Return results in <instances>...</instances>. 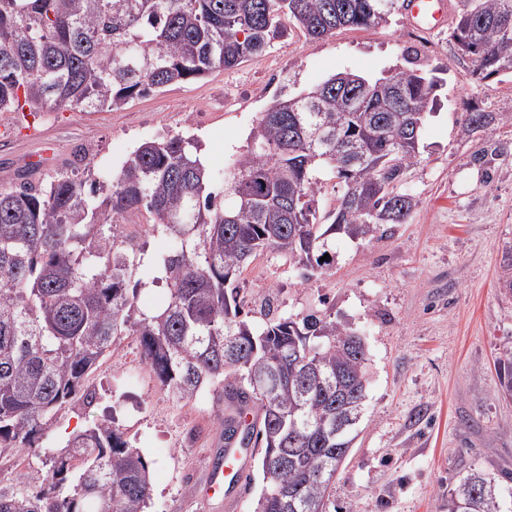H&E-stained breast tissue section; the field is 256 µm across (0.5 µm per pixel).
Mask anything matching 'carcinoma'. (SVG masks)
Wrapping results in <instances>:
<instances>
[{
    "label": "carcinoma",
    "instance_id": "1",
    "mask_svg": "<svg viewBox=\"0 0 512 512\" xmlns=\"http://www.w3.org/2000/svg\"><path fill=\"white\" fill-rule=\"evenodd\" d=\"M403 0H0V113L118 109L165 86L230 69L262 52L288 20L309 39L388 22ZM452 37L474 75L512 69V0H457ZM438 81L420 70L370 79L337 73L277 100L222 191L195 140L141 143L104 187L59 174L0 189V456L36 453L30 480L0 491V512H144L149 463L110 421L39 446L58 415L96 392L86 381L112 345L138 339L176 402L208 389L261 415L242 430L259 449L255 512H329L336 460L355 439L336 434L367 395V352L331 316L240 318L233 292L257 254L276 249L306 280L328 269L327 236L363 239L405 224L417 202L401 189L420 157L419 135ZM499 121L475 107L470 133ZM341 193L320 215L316 170ZM143 210L174 248L148 267L166 285L160 310L139 305L125 241L112 221ZM512 296V245L503 251ZM451 512H502L498 481L476 470L448 489Z\"/></svg>",
    "mask_w": 512,
    "mask_h": 512
}]
</instances>
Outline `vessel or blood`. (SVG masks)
Masks as SVG:
<instances>
[{
    "instance_id": "1",
    "label": "vessel or blood",
    "mask_w": 512,
    "mask_h": 512,
    "mask_svg": "<svg viewBox=\"0 0 512 512\" xmlns=\"http://www.w3.org/2000/svg\"><path fill=\"white\" fill-rule=\"evenodd\" d=\"M449 11L448 0H407V16L422 32L442 27ZM252 454V449L234 444L225 447L223 468L212 471L203 489V498L213 512H237L245 493L241 477Z\"/></svg>"
}]
</instances>
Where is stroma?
<instances>
[{
	"mask_svg": "<svg viewBox=\"0 0 512 512\" xmlns=\"http://www.w3.org/2000/svg\"><path fill=\"white\" fill-rule=\"evenodd\" d=\"M451 27L413 29L405 12L372 29L345 27L311 40L286 26L262 54L233 69L130 99L122 109L0 116V188L21 175L93 172L108 182L145 141L174 135L206 152L211 188L246 151L261 112L328 77L376 79L406 69L441 80L420 134V159L403 187L418 206L404 224L373 236L331 238L330 270L302 280L286 255L266 251L237 278L241 319L328 314L364 340L370 385L358 435L331 491V512H448V485L476 469L499 478L512 512V395L499 366L512 360V297L502 255L512 243V75L481 80L460 56ZM473 106L499 115L464 133ZM144 261L172 243L147 214L119 220ZM93 406L69 409L49 433L63 446L76 429L111 417L150 465L146 512H204L198 499L223 447V403L204 395L176 403L126 336L90 374Z\"/></svg>",
	"mask_w": 512,
	"mask_h": 512,
	"instance_id": "1",
	"label": "stroma"
}]
</instances>
